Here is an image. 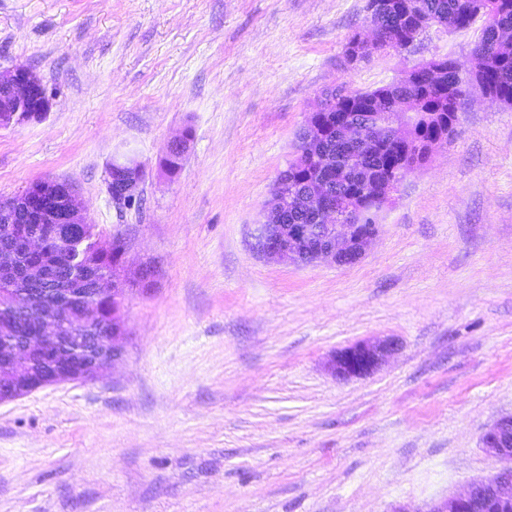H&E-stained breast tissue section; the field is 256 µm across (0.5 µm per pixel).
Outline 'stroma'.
<instances>
[{
    "mask_svg": "<svg viewBox=\"0 0 512 512\" xmlns=\"http://www.w3.org/2000/svg\"><path fill=\"white\" fill-rule=\"evenodd\" d=\"M365 5L0 0V71L52 95L0 128V200L70 181L128 276L112 365L0 404V512H431L498 469L481 438L512 414L511 106L468 88L357 262L252 247L326 89L470 64L474 26L348 64ZM128 157L144 182L119 210ZM390 338L377 369L335 377L336 351ZM143 176L141 165L132 158L113 163L108 183L112 203L126 206L136 200L142 191Z\"/></svg>",
    "mask_w": 512,
    "mask_h": 512,
    "instance_id": "stroma-1",
    "label": "stroma"
}]
</instances>
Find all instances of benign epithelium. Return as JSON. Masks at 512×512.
<instances>
[{
	"label": "benign epithelium",
	"instance_id": "7a95c632",
	"mask_svg": "<svg viewBox=\"0 0 512 512\" xmlns=\"http://www.w3.org/2000/svg\"><path fill=\"white\" fill-rule=\"evenodd\" d=\"M52 107L42 79L24 66L13 68L0 76V127L6 128L43 119ZM389 111L388 138L402 147L401 171L410 172L423 166L433 150L445 138L416 135L414 125L417 112ZM375 124V113L358 112L343 115L336 123V139L351 149L350 164H361L369 154L374 141L370 138ZM360 173L321 163L299 196L277 194L267 202V212H284L290 208L308 213L311 224H258L253 230L254 247L268 260L294 264L329 260L338 265L355 262L375 238L377 231L361 230L359 219L368 202L384 205L397 191L393 179L378 180L374 190L363 195L346 191L348 182ZM143 169L132 158L115 162L109 174L108 189L112 203L126 206L141 194ZM60 187L57 206L68 221L87 225V233L71 239L63 263L51 266L44 274L25 275L18 270L17 252L37 251L44 241L40 233L18 238L9 232L0 243V281L7 287L0 289V334L12 336L26 307L37 306L44 294L59 282H64L75 293L86 286L110 288L114 294L125 293L123 265L112 271V277L99 278L83 270L85 250L94 242V225L77 207L72 185L54 181ZM67 315L51 312L44 315L42 334L27 336L16 345L0 353V403L13 401L34 391L30 382L41 380L40 386L79 379H94L105 371L119 354V334L88 337L82 340V350L67 355L62 350L71 345V337L64 335ZM398 348L389 339L383 342H357L338 352L332 360L337 378L346 380L366 375L376 369ZM487 452L502 467L492 476L472 484L468 490L451 496L432 512H512V416L501 417L482 437Z\"/></svg>",
	"mask_w": 512,
	"mask_h": 512
}]
</instances>
